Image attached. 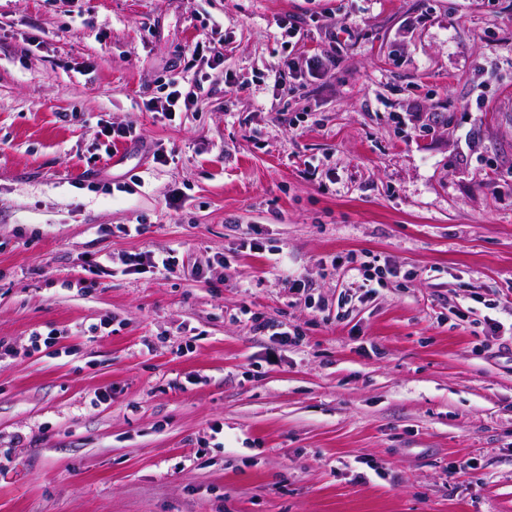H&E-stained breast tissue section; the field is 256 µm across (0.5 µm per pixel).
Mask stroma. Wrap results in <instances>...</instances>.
<instances>
[{
  "instance_id": "obj_1",
  "label": "stroma",
  "mask_w": 512,
  "mask_h": 512,
  "mask_svg": "<svg viewBox=\"0 0 512 512\" xmlns=\"http://www.w3.org/2000/svg\"><path fill=\"white\" fill-rule=\"evenodd\" d=\"M488 317L512 0H0V512H512ZM169 85L172 90L167 94L165 102L160 105V111L157 106L152 104L148 105L149 110L152 109L154 112H176V109H181L182 105L184 109L188 108L195 96L194 90L186 88L178 76H174Z\"/></svg>"
}]
</instances>
